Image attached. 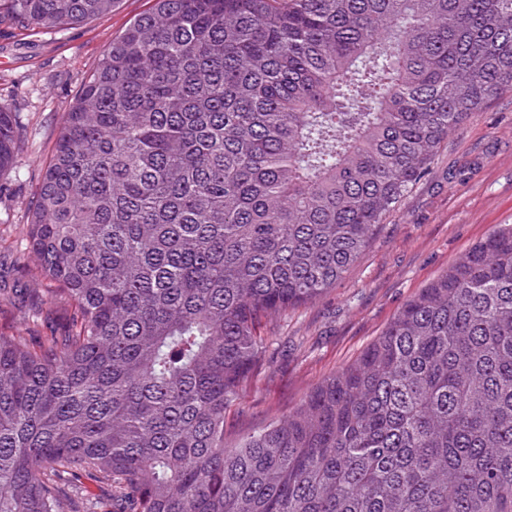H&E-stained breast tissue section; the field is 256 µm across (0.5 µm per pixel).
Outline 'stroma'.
Segmentation results:
<instances>
[{"label": "stroma", "instance_id": "stroma-1", "mask_svg": "<svg viewBox=\"0 0 512 512\" xmlns=\"http://www.w3.org/2000/svg\"><path fill=\"white\" fill-rule=\"evenodd\" d=\"M153 0H118L79 26L25 30L0 21V108L23 132L0 179V288H26L23 226L62 116L103 51ZM512 224V94L491 99L452 131L427 173L387 216L344 279L316 303L262 322L261 373L227 408L234 438L297 406L355 360L397 312L475 243Z\"/></svg>", "mask_w": 512, "mask_h": 512}]
</instances>
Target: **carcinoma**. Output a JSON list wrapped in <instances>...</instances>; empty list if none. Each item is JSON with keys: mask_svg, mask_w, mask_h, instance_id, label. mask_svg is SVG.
I'll use <instances>...</instances> for the list:
<instances>
[{"mask_svg": "<svg viewBox=\"0 0 512 512\" xmlns=\"http://www.w3.org/2000/svg\"><path fill=\"white\" fill-rule=\"evenodd\" d=\"M116 0H0L34 30ZM512 92V0H154L63 114L24 228L61 329L0 334V512H512V225L295 410L224 439L264 318L344 278ZM22 137L0 109V178Z\"/></svg>", "mask_w": 512, "mask_h": 512, "instance_id": "carcinoma-1", "label": "carcinoma"}]
</instances>
